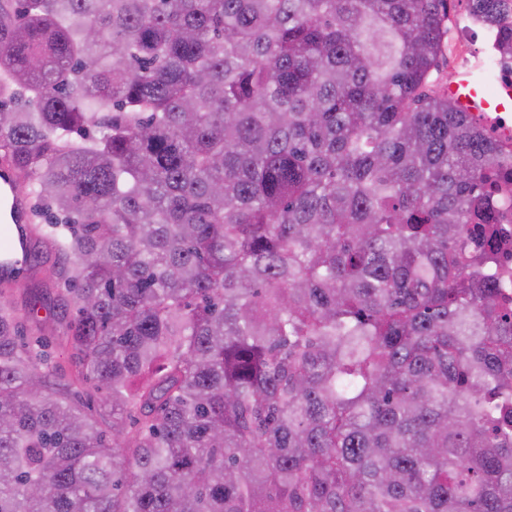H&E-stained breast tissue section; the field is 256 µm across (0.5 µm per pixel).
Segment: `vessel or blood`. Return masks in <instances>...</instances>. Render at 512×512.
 Returning a JSON list of instances; mask_svg holds the SVG:
<instances>
[{
    "mask_svg": "<svg viewBox=\"0 0 512 512\" xmlns=\"http://www.w3.org/2000/svg\"><path fill=\"white\" fill-rule=\"evenodd\" d=\"M456 107L498 138L512 136V81L487 85L470 66L456 73L445 86ZM9 165H0V283L12 285L34 275L41 238L32 223L29 198L15 186Z\"/></svg>",
    "mask_w": 512,
    "mask_h": 512,
    "instance_id": "vessel-or-blood-1",
    "label": "vessel or blood"
}]
</instances>
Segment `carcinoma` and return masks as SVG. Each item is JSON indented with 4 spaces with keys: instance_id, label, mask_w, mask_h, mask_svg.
Wrapping results in <instances>:
<instances>
[{
    "instance_id": "1",
    "label": "carcinoma",
    "mask_w": 512,
    "mask_h": 512,
    "mask_svg": "<svg viewBox=\"0 0 512 512\" xmlns=\"http://www.w3.org/2000/svg\"><path fill=\"white\" fill-rule=\"evenodd\" d=\"M449 2L0 0L76 304L64 394L0 305V512H512V154L434 88Z\"/></svg>"
}]
</instances>
